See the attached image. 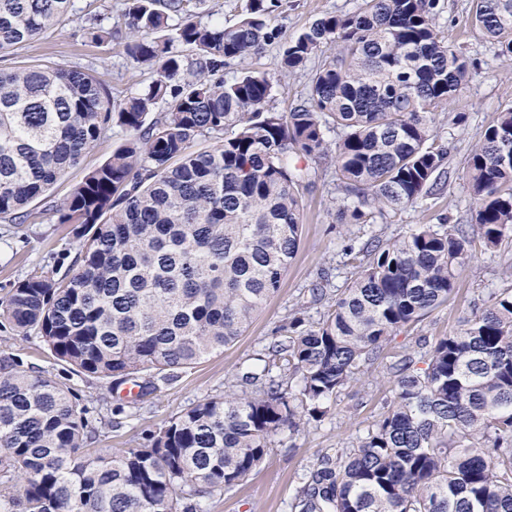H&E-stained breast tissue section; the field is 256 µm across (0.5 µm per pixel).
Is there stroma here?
<instances>
[{
  "label": "stroma",
  "instance_id": "stroma-1",
  "mask_svg": "<svg viewBox=\"0 0 512 512\" xmlns=\"http://www.w3.org/2000/svg\"><path fill=\"white\" fill-rule=\"evenodd\" d=\"M358 3L359 0H281L276 23L283 36L289 37L323 14L351 12ZM440 4L443 33L460 47L473 67L472 79L439 116L438 134L452 146L445 186L386 221L374 225L340 224L332 204L336 196L335 167L330 162L318 166L304 198L300 245L281 288L233 345L205 357L194 367L180 370L174 380H156L154 391L139 397L128 387L114 390L104 381L73 371L39 339H26L0 328V361L14 360L24 369L60 380L89 408L96 430L88 446L90 452L110 454L137 447L148 431L182 410L223 394L238 381L253 357L268 346L290 314L301 311L307 321H318L325 307L312 302L311 290L321 276L330 274L332 288L339 290L350 280V270L343 264L344 245L364 241L373 233L385 239L395 238L418 224L469 223L475 202L465 177L468 160L481 131L498 112L512 106V62L500 57L497 45L472 27V0H440ZM124 9V0H72L70 19L62 28L41 35L24 49L0 53V65L92 64L111 86L113 95L139 91L154 79V72L133 64L123 41L100 46L86 40L81 32L87 13L100 14L105 24L114 26L121 22ZM125 137V132L117 128L102 136L81 163L54 185L51 199L65 197ZM45 207V202L34 201L31 208L36 217L27 224L0 220V299L7 296L16 281L28 275L42 271L64 273L76 267L79 241L71 225L56 223L54 217L45 214ZM510 263L512 250L476 254L457 271L454 291L446 303L393 336L384 358L348 383L329 402L322 420L306 422L299 432L276 436L264 462L237 486L209 499L205 504L207 512H299L297 492L308 481L313 463L322 457L335 458L351 447L387 411L392 398L389 356L416 350L420 338L432 342L460 328L484 308L491 293L512 286V278L505 274Z\"/></svg>",
  "mask_w": 512,
  "mask_h": 512
}]
</instances>
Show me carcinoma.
<instances>
[{
  "instance_id": "cac0c4a2",
  "label": "carcinoma",
  "mask_w": 512,
  "mask_h": 512,
  "mask_svg": "<svg viewBox=\"0 0 512 512\" xmlns=\"http://www.w3.org/2000/svg\"><path fill=\"white\" fill-rule=\"evenodd\" d=\"M202 0H126L82 35L125 40L156 78L123 97L97 69L0 68V219L28 205L114 126L128 138L49 206L75 225L77 269L15 283L0 322L36 336L78 373L138 383L220 352L278 292L300 243L305 160L333 159L341 224L387 219L433 192L449 148L438 117L466 85L469 58L440 30L439 0H360L283 39L280 75L309 70L307 96L279 112L269 73L224 68L281 36L279 0H246L232 25L204 23ZM71 0H0V51L66 22ZM472 24L512 59V0H472ZM165 110L156 112L158 104ZM213 146L197 150L201 141ZM475 201L462 224L428 225L345 249L353 275L323 319L293 316L240 382L149 432L137 448L92 455L88 408L43 375L0 364V512H201L374 361L392 336L446 302L476 248L512 241V107L471 151ZM425 367H417V363ZM299 375L295 387L271 376ZM387 413L348 453L320 460L301 512H512V292L460 331L390 366Z\"/></svg>"
}]
</instances>
